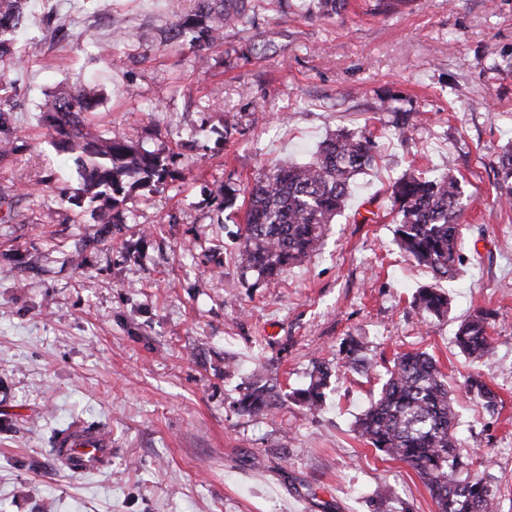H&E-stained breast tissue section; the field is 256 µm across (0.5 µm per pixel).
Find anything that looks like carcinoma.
<instances>
[{
	"label": "carcinoma",
	"instance_id": "obj_1",
	"mask_svg": "<svg viewBox=\"0 0 512 512\" xmlns=\"http://www.w3.org/2000/svg\"><path fill=\"white\" fill-rule=\"evenodd\" d=\"M253 0H194L191 14L173 26L174 34L190 37L195 59H207L221 39V25L245 26L255 15ZM26 0H0V59L24 63L16 48ZM307 11L322 17L344 11L347 0H302ZM97 99L85 88H72L46 100L42 120L55 147L80 151L81 185L62 189L59 203L97 202L110 210L130 187L159 188L170 174L168 158L142 151L125 139L94 131L86 114ZM375 162L372 135L364 129L338 132L325 139L311 160L288 162L257 177L248 192L238 260L258 277L273 278L299 264L324 242L329 224L342 213L356 176ZM500 199L512 202V146L499 157ZM397 208L393 229L396 245L435 279L452 278L465 261L459 216L462 198L459 181L445 173L433 178L405 173L391 186ZM415 306L426 316L448 315L450 299L435 284L420 288ZM493 313L477 310L463 319L455 332L460 352L484 359L491 349L488 333ZM330 369L315 365L305 387L293 398L319 407L329 386ZM462 390L469 399L482 401L485 410H497V395L481 373L466 377ZM250 415H263L274 407L272 387L253 383L239 402ZM458 413L453 390L436 362L425 352L402 354L394 371L369 407L355 421V432L384 456L409 465L422 479L438 512H495V494L484 478L470 471L455 433Z\"/></svg>",
	"mask_w": 512,
	"mask_h": 512
}]
</instances>
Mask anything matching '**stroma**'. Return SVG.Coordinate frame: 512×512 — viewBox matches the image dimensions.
<instances>
[{
	"instance_id": "obj_1",
	"label": "stroma",
	"mask_w": 512,
	"mask_h": 512,
	"mask_svg": "<svg viewBox=\"0 0 512 512\" xmlns=\"http://www.w3.org/2000/svg\"><path fill=\"white\" fill-rule=\"evenodd\" d=\"M192 8L27 0L26 64L0 129L18 148L0 160V512H437L411 467L352 431L397 354L415 350L450 388L478 371L497 394L492 416L462 400L457 434L496 512H512V204L496 190L512 141V0H349L332 18L260 0L205 66L168 33ZM116 30L134 39L111 67L95 44ZM251 44L250 62L226 64ZM75 86L97 93L100 131L174 158L165 185L127 190L123 223L52 207V189L79 187V155L54 148L38 105ZM363 127L376 163L324 246L272 280L244 271L225 184L246 189ZM447 169L464 191L466 260L437 319L413 304L432 278L393 242L389 188ZM40 180L45 196L22 195ZM478 309L496 313L481 365L454 343ZM349 339L367 366L346 364ZM318 361L331 378L311 410L292 394ZM256 376L278 398L262 416L237 407ZM76 426L111 436L103 468L60 463L56 442Z\"/></svg>"
}]
</instances>
